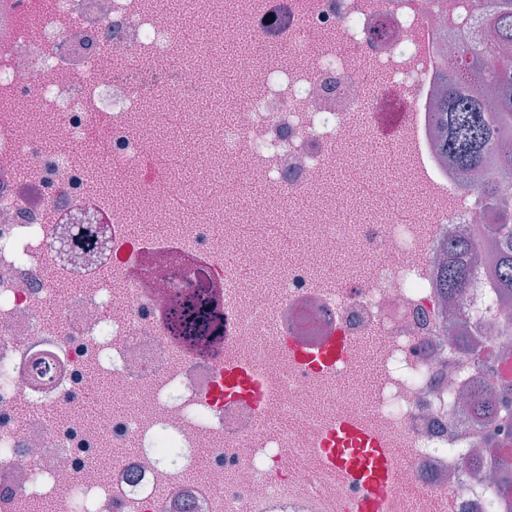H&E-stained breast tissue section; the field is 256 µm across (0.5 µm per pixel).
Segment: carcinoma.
Returning <instances> with one entry per match:
<instances>
[{
  "mask_svg": "<svg viewBox=\"0 0 512 512\" xmlns=\"http://www.w3.org/2000/svg\"><path fill=\"white\" fill-rule=\"evenodd\" d=\"M458 54L444 72L447 97L439 103L434 121L441 130L440 151L463 172H486L477 186L491 202L490 223L484 232L496 243L499 265L498 296H512V200L500 197L496 182L512 180V0H461L460 19L452 28ZM85 225L69 224L54 248H76L83 240ZM477 249L474 240L448 243L445 286L452 296L476 287ZM171 326L186 345L205 346L204 318L212 305V294L202 289L190 296L176 294L170 300ZM493 320L501 335L512 336V312H490L477 307L464 317L461 329ZM482 413L512 419V400L499 394L489 400Z\"/></svg>",
  "mask_w": 512,
  "mask_h": 512,
  "instance_id": "1",
  "label": "carcinoma"
}]
</instances>
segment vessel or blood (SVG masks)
Listing matches in <instances>:
<instances>
[{
  "instance_id": "obj_1",
  "label": "vessel or blood",
  "mask_w": 512,
  "mask_h": 512,
  "mask_svg": "<svg viewBox=\"0 0 512 512\" xmlns=\"http://www.w3.org/2000/svg\"><path fill=\"white\" fill-rule=\"evenodd\" d=\"M343 356L341 345L328 344L304 351L302 359L321 370L336 367ZM225 393L231 397L263 399L262 384L254 381L247 369L229 365L224 369ZM322 451L328 467L358 480L366 497L353 506L352 512H380L387 490L389 459L380 443L351 421L340 420L326 433Z\"/></svg>"
}]
</instances>
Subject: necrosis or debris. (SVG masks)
Masks as SVG:
<instances>
[{
    "label": "necrosis or debris",
    "instance_id": "obj_1",
    "mask_svg": "<svg viewBox=\"0 0 512 512\" xmlns=\"http://www.w3.org/2000/svg\"><path fill=\"white\" fill-rule=\"evenodd\" d=\"M456 16L457 0H262L249 15L258 40L276 46L314 31L325 51L294 71L260 64L236 52L241 28L225 27L232 67L262 93L246 103L226 89L223 111L202 115L210 142L178 148L153 113L129 120L153 95L191 109L204 96L178 22L157 21L139 0H0V95L49 113L62 143L47 148L39 131L0 114V512H31L44 499L55 512H349L363 489L317 447L342 418L395 455L383 512H502L501 495L459 468L486 445L472 412L512 383V339L483 327L494 360L483 387L473 384L481 362L457 347L461 316L497 304L495 251L483 252L481 287L451 299L440 286L449 238L479 234L486 213L437 149L439 68L456 54ZM121 57L131 71L149 57L176 77H121ZM373 71L385 82L371 96ZM384 112L408 119L382 157L340 148L350 127L379 134ZM90 142L126 175L145 156L174 155L217 178L229 164L257 169L307 197L332 166L396 205L374 203L365 218L336 195L304 209L284 231L305 247L272 291L267 214L250 221L259 244L240 247L222 198L182 191L165 168L115 208L111 191H89V166L71 152ZM138 216L168 234L131 236ZM67 224L104 227L107 250L51 252ZM199 288L219 299L204 356L167 320L171 295ZM334 339L344 342L335 371L296 356ZM228 359L265 375L262 403L221 395ZM106 383L112 402L86 414L82 403ZM189 469L205 475L185 479Z\"/></svg>",
    "mask_w": 512,
    "mask_h": 512
}]
</instances>
